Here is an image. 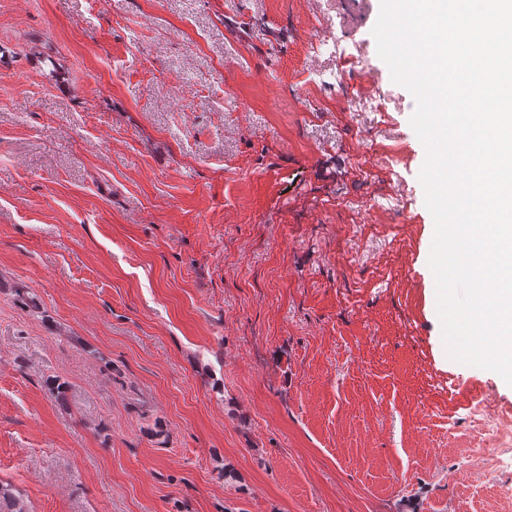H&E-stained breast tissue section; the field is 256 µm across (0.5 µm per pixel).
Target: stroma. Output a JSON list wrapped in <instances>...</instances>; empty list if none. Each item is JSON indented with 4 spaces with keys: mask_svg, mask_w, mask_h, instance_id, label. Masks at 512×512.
Listing matches in <instances>:
<instances>
[{
    "mask_svg": "<svg viewBox=\"0 0 512 512\" xmlns=\"http://www.w3.org/2000/svg\"><path fill=\"white\" fill-rule=\"evenodd\" d=\"M379 9L0 0V485L30 512H512V385L445 353Z\"/></svg>",
    "mask_w": 512,
    "mask_h": 512,
    "instance_id": "obj_1",
    "label": "stroma"
}]
</instances>
